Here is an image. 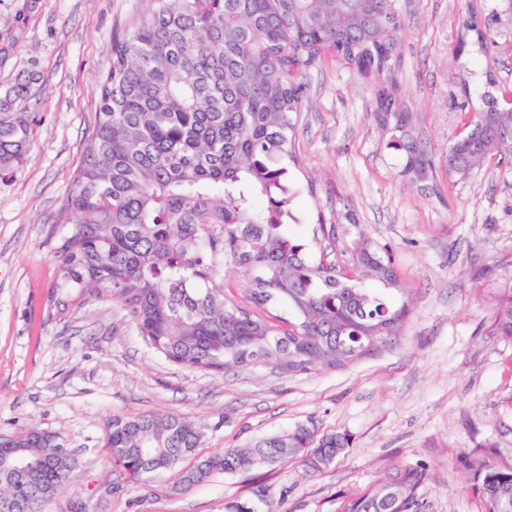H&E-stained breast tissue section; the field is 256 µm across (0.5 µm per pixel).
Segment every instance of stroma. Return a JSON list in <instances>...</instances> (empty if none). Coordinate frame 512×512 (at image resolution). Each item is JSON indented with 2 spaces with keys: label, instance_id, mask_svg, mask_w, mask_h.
Instances as JSON below:
<instances>
[{
  "label": "stroma",
  "instance_id": "stroma-1",
  "mask_svg": "<svg viewBox=\"0 0 512 512\" xmlns=\"http://www.w3.org/2000/svg\"><path fill=\"white\" fill-rule=\"evenodd\" d=\"M474 2L495 43L480 53L457 15ZM403 18L396 79L432 155L440 194L410 185L402 142L378 128L369 80L326 57L308 73V99L288 168V231L336 227V250L367 240L405 287L398 336L344 370L289 376L264 366L221 374L171 365L138 335L119 302L92 300L61 315L57 217L98 105L112 38L149 0H0V93L38 75L24 160L0 175V437L54 433L78 467L44 506L70 512H343L346 502L404 468L423 467L420 512H484L474 464L512 467V341L491 332L493 298L512 287V165L487 160L448 173V148L482 106L486 61L500 108L512 107V0H396ZM315 191H308V183ZM170 412L200 424L193 456L138 486L121 485L106 444L112 417ZM306 424L351 445L319 471L301 459L211 474L182 487L196 459ZM118 493L100 498L105 484ZM264 488L257 498L256 488Z\"/></svg>",
  "mask_w": 512,
  "mask_h": 512
}]
</instances>
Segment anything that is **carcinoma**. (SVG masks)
<instances>
[{
	"label": "carcinoma",
	"mask_w": 512,
	"mask_h": 512,
	"mask_svg": "<svg viewBox=\"0 0 512 512\" xmlns=\"http://www.w3.org/2000/svg\"><path fill=\"white\" fill-rule=\"evenodd\" d=\"M459 26L490 45L491 24L467 9ZM402 20L394 0H150L148 12L112 38L99 104L81 162L61 208L56 254L65 313L86 298L121 302L144 342L191 370L268 366L291 375L342 370L399 334L405 306L390 260L360 244L340 265L288 236L292 196L285 180L297 117L307 102L304 76L331 55L374 83V117L399 135L414 182L433 178L412 112L394 82ZM482 108L466 136L448 148V175L462 178L493 157L512 158V110H503L484 71ZM36 74L24 71L0 95V173L22 161L35 119L25 103ZM264 197L263 210L255 201ZM250 276L242 304L224 296L237 269ZM282 302L294 322L281 327L260 309ZM494 335L512 340V289L493 301ZM18 454L35 463L20 473L0 462V500L42 512L70 481L76 462L55 435L25 429ZM203 438L182 417H114L112 463L132 469L131 484L176 467ZM350 438L302 424L226 448L183 472L191 486L212 473L234 474L304 455L318 471ZM485 512H512V467L475 469ZM424 479L407 469L350 500L344 512H419Z\"/></svg>",
	"instance_id": "obj_1"
}]
</instances>
